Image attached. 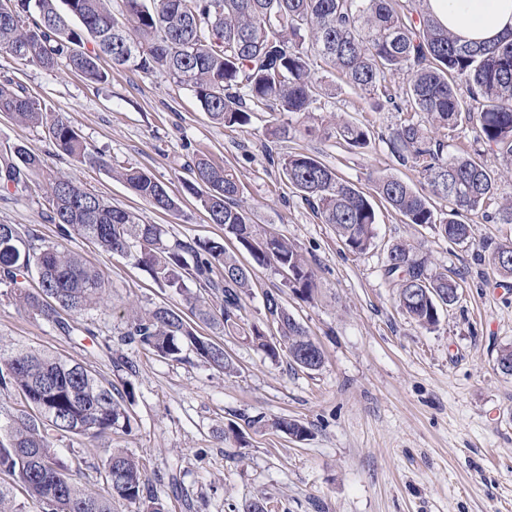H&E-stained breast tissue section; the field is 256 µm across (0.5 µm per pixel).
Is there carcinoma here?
I'll use <instances>...</instances> for the list:
<instances>
[{"label":"carcinoma","mask_w":512,"mask_h":512,"mask_svg":"<svg viewBox=\"0 0 512 512\" xmlns=\"http://www.w3.org/2000/svg\"><path fill=\"white\" fill-rule=\"evenodd\" d=\"M111 0H0V48L29 65L52 70L65 65L91 83H104L107 59L147 75L160 74L190 87L204 112L227 126L245 125L251 114L268 112L308 116L324 95L313 78V59L332 64L355 90L380 92L388 74L404 70L406 82L387 94L403 100L426 122L405 121L387 144L402 164L410 162L428 178L429 194L384 175L375 193L406 223L439 228L455 244L468 242L471 225L462 217L495 203V173L479 157L445 156L448 130L462 119L476 123L484 143L512 165V36L492 44H465L454 38L423 6L404 11L399 0H122L117 18ZM65 8H60L59 4ZM122 35L113 36L115 27ZM469 88L470 101L457 95ZM0 114L44 125L55 149L77 161L102 162L99 152L63 119H48L45 106L10 81L0 82ZM336 136L352 147L369 143L370 131L353 122L336 126ZM279 163L284 176L324 224L334 227L345 248L366 252L374 243L377 215L370 198L317 158L289 154ZM120 178L150 206L179 210L177 200L151 174L126 168ZM214 224L224 226L252 259L247 265L215 240H169L159 224H142L130 211L113 207L69 179L45 172L44 160L22 145L0 152V189L43 192L58 235L77 234L107 252L126 254L152 278L183 296L200 321L225 335L241 333L239 313L251 288L254 266L288 271L283 286L304 299L315 290L314 273L299 251L282 236L260 229L238 202L234 174L201 157L194 179L183 183ZM448 203V216L436 201ZM19 231L0 224V284L11 289L31 315L68 330L61 313L79 315L105 294L100 272L83 258L43 240L30 230L29 247L14 243ZM491 263L512 275V243L499 244ZM222 270L221 281L212 278ZM389 276H398L397 303L417 325L432 328L442 306L460 293L459 281L429 266L414 247L390 248ZM193 278L203 290L219 293L213 311L185 288ZM265 320L252 324L247 339L272 361L287 355L294 364L307 360L321 368L305 328L280 296L264 298ZM274 325L279 338L267 336ZM124 341L180 362L184 346L209 366L231 375L236 367L224 346L196 334L176 306L136 312ZM0 388L11 390L21 409L0 417V472L18 482L0 483V512H113L124 501L143 512H166L148 491L143 466L123 448L104 449V490L79 485L72 467L58 458L56 444L88 442L112 429L130 427V417L112 384L84 365L60 355L0 343Z\"/></svg>","instance_id":"1"}]
</instances>
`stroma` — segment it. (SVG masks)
Returning <instances> with one entry per match:
<instances>
[{"mask_svg": "<svg viewBox=\"0 0 512 512\" xmlns=\"http://www.w3.org/2000/svg\"><path fill=\"white\" fill-rule=\"evenodd\" d=\"M108 72L106 83L92 84L66 67L27 66L0 50V81L22 85L50 117L67 120L104 163L56 154L45 127L5 116L0 149L27 147L44 159L48 172L144 223L162 225L172 239L224 241L223 226L210 222L183 181L203 155L231 169L253 221L287 238L316 281L312 299L304 301L284 289L273 269L255 268L242 324L263 321L265 292H280L321 348L324 365L309 371L285 356L271 361L244 338L201 323L199 335L223 344L235 374L124 344L128 312L178 306L181 297L130 258L103 252L76 234L60 240L44 196L1 189L0 224L63 241L102 273L107 293L83 314L68 317L64 331L29 315L0 286V340L62 355L112 383L124 397L131 426L114 430L108 443L142 462L167 512H243L257 498L270 512H512V375L497 366L500 351L512 347V276L489 261L490 248L512 242V224L471 212V241L457 245L433 228L405 223L378 201L375 242L355 255L302 202L276 163L301 152L368 195L375 179L389 173L427 192L425 174L400 165L385 143L390 129L422 120V113L364 97L320 62L315 72L331 94L320 99L313 118L257 112L249 124L228 127L209 119L189 87L126 66L112 65ZM341 121L368 127L370 144L353 148L337 138L334 127ZM284 125L287 136H275ZM447 152L480 154L497 175L498 202L512 201V169L483 144L475 123L449 131ZM128 166L163 183L178 198L179 213L156 211L114 177V169ZM400 243L417 248L431 267L459 277L460 298L441 308L435 328L416 326L396 303L397 279L386 268L390 247ZM257 415L264 426L249 425ZM280 417L306 426L307 439L273 430ZM231 424L247 447L225 438ZM58 448L60 458L78 466L81 484L102 486L98 447L66 440Z\"/></svg>", "mask_w": 512, "mask_h": 512, "instance_id": "stroma-1", "label": "stroma"}]
</instances>
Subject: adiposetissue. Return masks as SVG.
I'll list each match as a JSON object with an SVG mask.
<instances>
[{
  "mask_svg": "<svg viewBox=\"0 0 512 512\" xmlns=\"http://www.w3.org/2000/svg\"><path fill=\"white\" fill-rule=\"evenodd\" d=\"M428 7L461 41L512 35V0H428Z\"/></svg>",
  "mask_w": 512,
  "mask_h": 512,
  "instance_id": "adipose-tissue-1",
  "label": "adipose tissue"
}]
</instances>
